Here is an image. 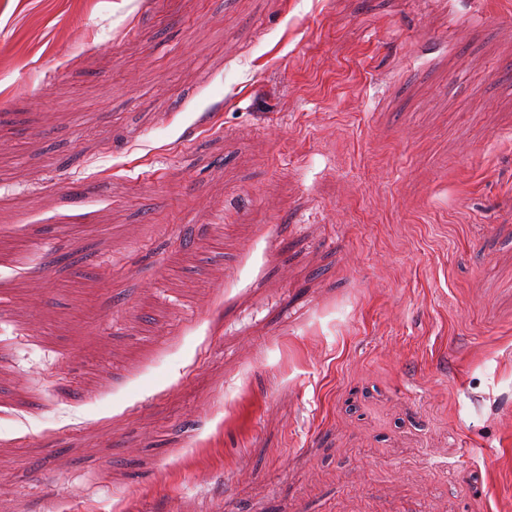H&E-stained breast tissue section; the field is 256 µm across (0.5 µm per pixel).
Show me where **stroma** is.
I'll use <instances>...</instances> for the list:
<instances>
[{
  "label": "stroma",
  "mask_w": 512,
  "mask_h": 512,
  "mask_svg": "<svg viewBox=\"0 0 512 512\" xmlns=\"http://www.w3.org/2000/svg\"><path fill=\"white\" fill-rule=\"evenodd\" d=\"M0 512H512V0H0Z\"/></svg>",
  "instance_id": "1"
}]
</instances>
